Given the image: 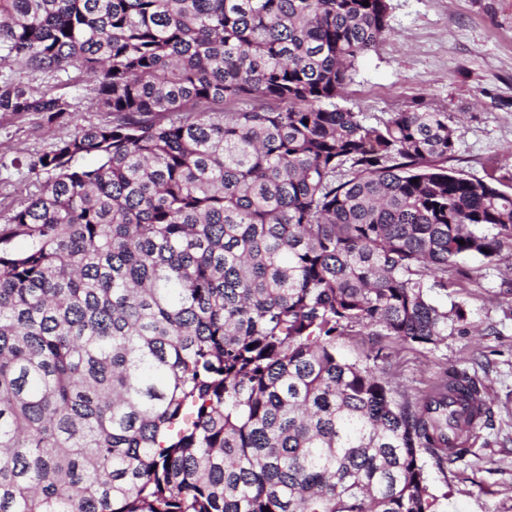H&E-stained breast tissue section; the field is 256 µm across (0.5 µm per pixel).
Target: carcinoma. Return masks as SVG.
Segmentation results:
<instances>
[{
  "mask_svg": "<svg viewBox=\"0 0 512 512\" xmlns=\"http://www.w3.org/2000/svg\"><path fill=\"white\" fill-rule=\"evenodd\" d=\"M390 9L0 0V61L109 116L0 224V512H437L460 374L399 401L336 342L463 326L433 293L512 249V191L447 167L446 112L336 106ZM0 113L73 117L14 83ZM8 81L40 90H48L56 96L69 101L75 112L79 113V121L84 124H96L108 119L104 112H98L93 105L95 85L93 79L82 76L78 71L57 73L53 76L33 73L16 63H0V85Z\"/></svg>",
  "mask_w": 512,
  "mask_h": 512,
  "instance_id": "obj_1",
  "label": "carcinoma"
}]
</instances>
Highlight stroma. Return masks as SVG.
I'll list each match as a JSON object with an SVG mask.
<instances>
[{
    "label": "stroma",
    "instance_id": "35a3bbf8",
    "mask_svg": "<svg viewBox=\"0 0 512 512\" xmlns=\"http://www.w3.org/2000/svg\"><path fill=\"white\" fill-rule=\"evenodd\" d=\"M388 34L361 58L338 106L367 124L387 120L412 103L447 113L455 130L451 167L480 178L499 169L512 184V0H391ZM50 91L69 101L79 123L105 121L92 101L94 81L76 70L34 73L0 63V83ZM74 125L37 114H0V224L43 181L29 162L69 137ZM463 287L439 295L462 303L466 326L435 347H414L386 337L347 336L337 348L364 361L384 346L380 369L397 394L417 397L441 369L466 374L487 392L489 421L474 431L463 456L444 465L426 459L439 512H512V252L498 264L467 258Z\"/></svg>",
    "mask_w": 512,
    "mask_h": 512
}]
</instances>
